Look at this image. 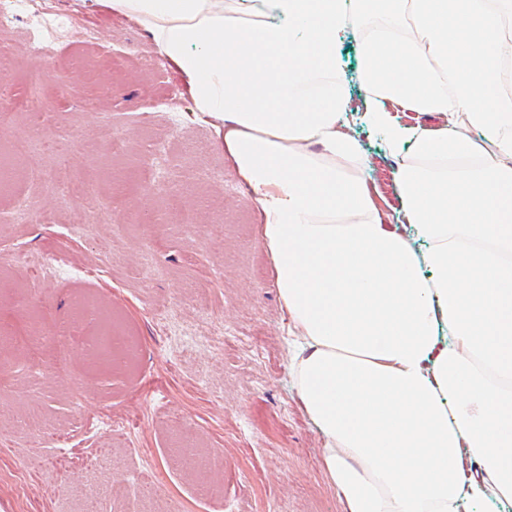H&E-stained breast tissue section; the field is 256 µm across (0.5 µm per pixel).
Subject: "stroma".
I'll list each match as a JSON object with an SVG mask.
<instances>
[{
  "label": "stroma",
  "instance_id": "1",
  "mask_svg": "<svg viewBox=\"0 0 512 512\" xmlns=\"http://www.w3.org/2000/svg\"><path fill=\"white\" fill-rule=\"evenodd\" d=\"M45 25L21 20L7 36L10 78L24 93L40 75L54 114L40 129L10 125L26 148L0 194V331L53 336L92 295L139 336L136 378L121 368L6 351L0 383V512H344L321 466V438L288 371V315L274 286L258 219L224 156L216 119L195 112L176 67L135 17L89 0H29ZM69 16L56 33L49 20ZM95 30L117 55L156 60L113 76L81 42ZM36 38L58 39L50 58ZM103 113L84 100L102 84ZM70 139L72 166L95 171L100 192L84 205L60 188L43 142ZM198 213L181 223L183 211ZM163 493L143 502V487ZM98 489L88 500V486Z\"/></svg>",
  "mask_w": 512,
  "mask_h": 512
}]
</instances>
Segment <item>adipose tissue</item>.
Here are the masks:
<instances>
[{"mask_svg":"<svg viewBox=\"0 0 512 512\" xmlns=\"http://www.w3.org/2000/svg\"><path fill=\"white\" fill-rule=\"evenodd\" d=\"M93 2L224 123L345 512L512 503V0ZM349 28L389 197L352 132Z\"/></svg>","mask_w":512,"mask_h":512,"instance_id":"1","label":"adipose tissue"}]
</instances>
